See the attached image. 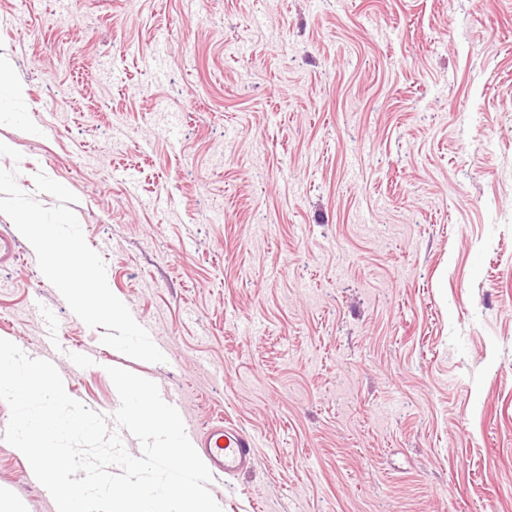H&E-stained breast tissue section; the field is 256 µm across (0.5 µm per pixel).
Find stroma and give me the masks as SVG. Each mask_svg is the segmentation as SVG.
<instances>
[{
    "label": "stroma",
    "mask_w": 512,
    "mask_h": 512,
    "mask_svg": "<svg viewBox=\"0 0 512 512\" xmlns=\"http://www.w3.org/2000/svg\"><path fill=\"white\" fill-rule=\"evenodd\" d=\"M68 3L0 0V167L77 196L165 360L102 344L29 247L0 336L59 337L93 411L116 366L251 435L223 512H512V0ZM9 419L0 492L54 512Z\"/></svg>",
    "instance_id": "obj_1"
}]
</instances>
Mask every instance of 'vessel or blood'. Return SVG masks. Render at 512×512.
Returning <instances> with one entry per match:
<instances>
[{"instance_id": "1", "label": "vessel or blood", "mask_w": 512, "mask_h": 512, "mask_svg": "<svg viewBox=\"0 0 512 512\" xmlns=\"http://www.w3.org/2000/svg\"><path fill=\"white\" fill-rule=\"evenodd\" d=\"M192 436L198 440L213 476L235 475L255 463L253 439L227 421L219 419L193 429Z\"/></svg>"}]
</instances>
